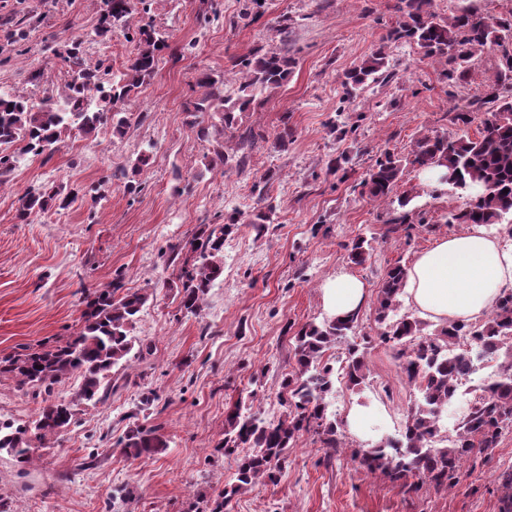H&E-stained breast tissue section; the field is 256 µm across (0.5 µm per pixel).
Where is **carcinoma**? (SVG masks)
I'll return each mask as SVG.
<instances>
[{
	"label": "carcinoma",
	"instance_id": "1",
	"mask_svg": "<svg viewBox=\"0 0 512 512\" xmlns=\"http://www.w3.org/2000/svg\"><path fill=\"white\" fill-rule=\"evenodd\" d=\"M101 23L95 35L102 36L116 26L126 30V39L135 43V55L125 69L113 76L110 67L99 61L89 64L83 58V41L71 42L63 60L68 67L65 90L55 100L35 105L25 96L0 87V178L13 169L16 156L32 154L49 160L58 151L62 136L73 130L86 137L98 134L109 124L112 134L122 136L130 127L132 113L125 103L148 84L155 73L159 53L167 47L166 37L154 29L129 24L132 0H103ZM398 20L389 32L390 43L416 46L422 58L444 65V76L464 82L472 74L474 58L497 48L498 69L487 84L484 96L470 103L490 117L483 122L479 136L466 134H425L416 141L407 157L384 152L369 170L362 185L376 200L388 199L408 165L424 173H438V181L451 174L453 188L465 198L464 204L449 212L452 224H480L491 230L512 223V18L494 20L467 9L450 19L434 11L433 0H397ZM240 81L233 93H225V79L211 71H201L196 86L202 90L193 105L195 112H214L220 123L210 127L192 121L197 137L210 140L212 131L222 135L238 126L241 115L262 93L282 86L291 74L292 60L265 52L238 60ZM387 45L382 44L358 66L342 75V86L351 96L371 83L392 79ZM264 135L252 130L242 134L238 150L230 154L224 144L214 148L215 158L229 165L245 163L246 151ZM151 156L140 154L131 166L128 188L137 191L136 177L150 165ZM75 197L63 185L41 186L18 198L16 217L26 222L31 216L52 209H65ZM259 205L249 223L257 233L268 229L272 205ZM388 232L414 229L411 212L390 221ZM375 238L359 236L352 241L348 259L365 264L374 251ZM182 257L178 281L180 305L198 314L213 283L224 272V225L207 224L172 250L168 262ZM408 265L396 261L384 275L375 301V321L383 327L382 342L396 351L401 376L417 386L420 397L407 413L401 437L371 445L362 450L360 464L372 475L399 482L406 492L424 484L436 490H452L460 483L462 463L477 450L495 448L504 430L512 431V292L503 294L487 317L475 322L450 321L431 334L412 315H397L404 294ZM149 301L140 290L124 288L119 275L109 284L94 289L81 314L79 332L53 345L41 344L0 359V374H11L20 386L44 389L48 393L61 380L72 375L81 378L76 396L81 401L101 402L112 392V376L131 359L132 351L144 357L152 345L135 343L130 336L133 320ZM359 313L344 319L326 317L321 322L301 325L294 332V364L282 375L281 394L288 412L274 419L254 409V395L239 397L224 412V439L214 451L239 458L233 481L214 500L210 512H224V505L260 481L276 482L297 439L308 434L318 438L327 459L336 458L344 448L341 426L328 414L327 398L336 392L338 371L325 359L326 352L347 338V356L342 361L346 383L359 388L367 379L364 351L353 341ZM500 358L499 371L464 414L452 436H440L443 410L455 397L459 379L476 369L486 358ZM74 417L69 403L42 408L31 425L0 420V451L17 462L32 459L36 446L44 444L67 428ZM134 421L117 439L115 447L130 457L151 456L168 448L160 426L147 427ZM504 489L500 512H512V466L498 475Z\"/></svg>",
	"mask_w": 512,
	"mask_h": 512
}]
</instances>
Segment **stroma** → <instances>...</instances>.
I'll list each match as a JSON object with an SVG mask.
<instances>
[{"label": "stroma", "instance_id": "35a3bbf8", "mask_svg": "<svg viewBox=\"0 0 512 512\" xmlns=\"http://www.w3.org/2000/svg\"><path fill=\"white\" fill-rule=\"evenodd\" d=\"M247 2L151 0L148 12H134L132 25L165 32L168 46L149 84L126 105L134 119L125 135L108 126L92 139L71 132L52 159L22 156L0 184V356L75 335L85 293L118 271L126 287L150 295L131 334L153 345L150 355L121 369L118 389L97 403L77 400L74 376L40 394L0 376V419L31 422L54 401L74 409L71 425L36 448L28 465L0 454V498L10 512H190L213 498L236 469L234 457L212 451L224 437L225 407L251 393L267 416L284 412L280 381L294 362L293 329L325 317L321 286L347 273L369 294L357 330L369 372L361 391L339 384L331 409L343 421L356 404L375 407L370 433H346L332 461L321 443L301 437L277 483L235 496L224 512H499L497 477L512 465L511 432L476 465H464L460 485L445 493L425 487L404 494L352 456L399 437L417 395L374 322L372 298L386 269L399 259L413 263L438 239L468 230L446 221L461 203L452 187L416 168L406 167L393 190L397 197L419 191L418 227L408 238L387 231L398 205L374 200L360 182L382 152L408 155L423 133L478 136L480 120L462 127L455 115L483 95L496 53L485 51L471 78L456 84L416 46L394 43V79L352 98L338 76L381 44L397 20L394 0H262L258 11ZM100 15L99 0H0V86L35 103L61 92V53L79 37L88 61L107 58L123 70L133 47L120 28L95 36ZM268 51L288 53L296 64L243 119L266 141L244 169L207 165L213 145L197 138L187 112L201 94L198 71L229 78L240 57ZM35 69L41 79H32ZM285 126L287 149L273 148L270 137ZM147 150L143 188L129 193L116 174ZM259 182L275 207L261 236L248 222ZM59 184L76 192L67 209L18 222L20 195ZM234 214L239 223L228 224ZM205 224L227 227L224 273L201 312L189 315L180 309L179 268L160 254ZM365 233L375 236V251L364 265L350 264L347 249ZM149 391L159 398V414L137 409ZM132 413L160 426L165 451L130 460L114 448Z\"/></svg>", "mask_w": 512, "mask_h": 512}]
</instances>
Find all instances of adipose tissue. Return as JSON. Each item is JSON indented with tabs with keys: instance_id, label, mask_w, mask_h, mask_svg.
<instances>
[{
	"instance_id": "ef3b65f1",
	"label": "adipose tissue",
	"mask_w": 512,
	"mask_h": 512,
	"mask_svg": "<svg viewBox=\"0 0 512 512\" xmlns=\"http://www.w3.org/2000/svg\"><path fill=\"white\" fill-rule=\"evenodd\" d=\"M512 290V243L483 227L443 238L409 266L405 291L412 307L436 323L475 321ZM329 316L342 318L360 309L367 290L358 278L339 274L321 287Z\"/></svg>"
}]
</instances>
